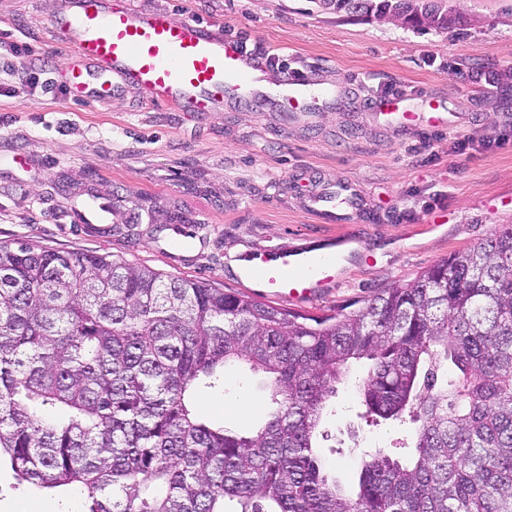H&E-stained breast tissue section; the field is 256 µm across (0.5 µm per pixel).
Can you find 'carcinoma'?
<instances>
[{
  "instance_id": "1",
  "label": "carcinoma",
  "mask_w": 512,
  "mask_h": 512,
  "mask_svg": "<svg viewBox=\"0 0 512 512\" xmlns=\"http://www.w3.org/2000/svg\"><path fill=\"white\" fill-rule=\"evenodd\" d=\"M445 0H323L448 26ZM367 413L409 417L412 455L366 454L350 494L316 431L353 361ZM268 381L254 432L213 428L198 387ZM83 512H512V225L363 305L314 317L119 255L0 243V460Z\"/></svg>"
}]
</instances>
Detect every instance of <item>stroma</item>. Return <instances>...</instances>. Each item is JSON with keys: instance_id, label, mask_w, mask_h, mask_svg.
<instances>
[{"instance_id": "35a3bbf8", "label": "stroma", "mask_w": 512, "mask_h": 512, "mask_svg": "<svg viewBox=\"0 0 512 512\" xmlns=\"http://www.w3.org/2000/svg\"><path fill=\"white\" fill-rule=\"evenodd\" d=\"M239 37L272 53V72L293 70L335 89V105L288 117L275 105L234 106L216 116L171 112L130 88L105 101H75L59 88L33 91L17 48L40 51L41 79L63 57L48 20L58 0H0V242L114 254L167 275L252 295L228 274L236 257L282 248L328 251L356 236L360 256L335 288L300 310L321 316L476 245L512 225V0H448L460 24L420 31L353 17L319 0H130ZM398 91L413 112L436 98L453 131L403 133L363 104ZM473 141L461 151V138ZM345 185L351 223L310 210L314 194ZM110 204L112 233H90L86 207ZM443 228L430 230V216ZM239 254V255H240ZM353 364L317 430L331 476L354 488L371 448H397L408 427L372 420ZM268 403L263 376L224 369V389L201 390L211 425L258 427ZM67 492L37 491L0 467V512H74Z\"/></svg>"}]
</instances>
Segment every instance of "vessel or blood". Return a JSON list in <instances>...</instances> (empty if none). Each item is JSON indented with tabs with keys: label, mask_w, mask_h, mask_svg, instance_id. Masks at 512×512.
I'll return each mask as SVG.
<instances>
[{
	"label": "vessel or blood",
	"mask_w": 512,
	"mask_h": 512,
	"mask_svg": "<svg viewBox=\"0 0 512 512\" xmlns=\"http://www.w3.org/2000/svg\"><path fill=\"white\" fill-rule=\"evenodd\" d=\"M56 44L72 64L67 92L81 100H99L136 87L143 97L175 112L214 114L225 105L260 109L270 104L298 112L329 103L334 91L293 73L269 82L268 61L250 53L238 39L192 19L168 12L130 7L129 0H60L49 21ZM404 95L378 100L377 112L402 130L418 116L403 111ZM316 211L340 217L353 209L343 189L314 198ZM334 256L280 251L250 257L240 279L260 282L266 295L291 302L320 297L338 280Z\"/></svg>",
	"instance_id": "vessel-or-blood-1"
}]
</instances>
